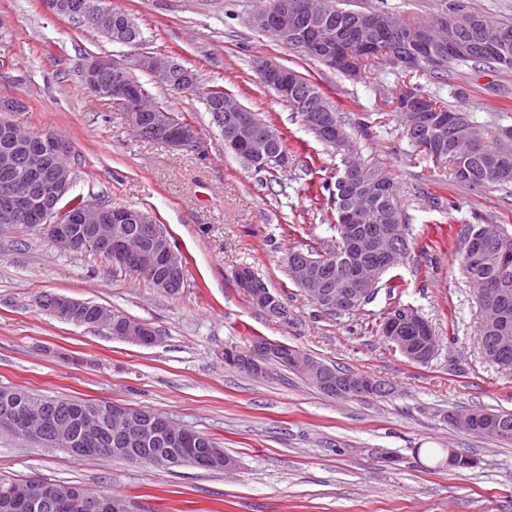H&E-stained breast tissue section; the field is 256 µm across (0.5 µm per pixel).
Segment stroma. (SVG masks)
Here are the masks:
<instances>
[{
    "mask_svg": "<svg viewBox=\"0 0 512 512\" xmlns=\"http://www.w3.org/2000/svg\"><path fill=\"white\" fill-rule=\"evenodd\" d=\"M135 20L145 50L195 68L201 90L220 85L272 120L288 166L270 174L224 151L199 93H175L144 71L134 76L183 115L198 146L176 150L136 136L123 111L85 93L93 55L131 61L113 44L41 0H0V98L20 100L25 131L69 141L74 191L93 202L149 212L185 264L173 295L92 254L63 253L38 228L0 230V387L153 409L210 435L230 467L156 468L109 457L76 458L0 430V478L74 484L118 495L132 512H512V441L460 433L450 413H512V377L475 348V303L461 269L469 224L512 225V185L472 189L409 142L395 110L409 79L386 59L353 77L303 57L257 30L258 0H115ZM267 58L316 84L351 134L362 162L400 187L410 254L404 288L381 289L336 315L291 279L290 252L329 246L336 233L325 185L339 155L316 139L251 64ZM451 109L479 127L512 116V70L453 67L427 79ZM248 266L288 311L272 316L236 279ZM51 293L91 302L159 331L144 347L107 329L65 323L39 305ZM399 307L429 321L436 356L417 364L380 326ZM262 337L327 365L367 373L389 395L336 400L288 369L260 378L224 363L227 347ZM475 458L443 465L446 450Z\"/></svg>",
    "mask_w": 512,
    "mask_h": 512,
    "instance_id": "stroma-1",
    "label": "stroma"
}]
</instances>
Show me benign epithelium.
I'll use <instances>...</instances> for the list:
<instances>
[{"mask_svg": "<svg viewBox=\"0 0 512 512\" xmlns=\"http://www.w3.org/2000/svg\"><path fill=\"white\" fill-rule=\"evenodd\" d=\"M46 9L56 15L76 18L83 22L96 25L101 35L112 40V24H120V28L129 30L133 22L122 10H113L107 15H100L94 6L85 4L78 12L67 0H42ZM298 19V8L288 9V5H268L255 12L253 23L264 29L265 33L275 39L287 32H292ZM381 28L376 18L366 16L360 19L359 34L361 43L370 47L374 36ZM317 43L331 48L325 58V64L334 70L346 68L341 44L336 42V32L326 28L319 34ZM134 66L142 71L155 70L163 81H169L172 74L187 85L193 84L196 74L184 65L169 60L165 64L156 63V57L140 52L134 58ZM256 72L265 78L279 100L297 97L298 87L280 67V65L259 58L254 61ZM84 72L90 79L89 90L93 95L104 98L108 102L125 111L128 121L136 134L144 139L163 129L167 132L166 144L175 149H187L195 146L198 140L197 130L192 124L177 121L168 112H154L146 102L134 103L127 94L125 84L119 80L121 76L130 74L127 64L109 55L93 56L84 66ZM14 102L0 101V139L5 143L0 154V167L9 174L0 179V229L6 230L18 226H28L30 215L35 213L39 218L37 228L46 232L52 244L62 252L76 253L90 237L100 255L112 265L120 266L135 274H144L152 281L161 293L175 294L185 279V265L178 253L171 246L166 234L151 227L147 228L149 247L134 250L129 246L124 229L128 224H143L146 216L140 211L125 207L112 208L101 203H85L80 209L72 212L65 204L72 196L74 180L70 173L58 166L57 159L72 152V146L64 139L52 134L25 133L7 118V113L14 111ZM404 109L408 115V131H414L423 123L420 105L416 97L407 94L404 98ZM232 120L229 138L224 145L236 147L247 142L250 149L242 157V162L250 167L258 159L269 154V146L273 139L272 133L262 131L254 123L251 111L230 96L224 100L213 114V120L222 124L224 119ZM307 125L320 137L334 140L339 136L335 127L316 117H310ZM354 179L361 185V193L357 204L348 211L349 221L345 225L348 230L349 243L353 250L364 251L368 243L354 233V224L372 205L377 195L385 188V184H371L362 170L353 171ZM407 252L405 240H400L388 248L380 250L377 264L364 266L361 274L366 282L375 285L381 271L394 266ZM296 283L310 296L311 300L321 306L336 311L346 310L353 306L359 292L352 288L336 290L326 286L323 279L322 264L297 253L292 257ZM244 288L253 303L273 314L284 313L283 304L268 289L243 280ZM42 305L60 320L79 324L85 315L94 312L95 322L108 328L112 337L135 342L143 346H151L158 342L159 336L137 325V322H112V315L100 306H92L87 302L73 300L64 295H53L42 301ZM418 334L413 341L410 335ZM382 335L405 356L417 363H426L436 354L434 331L430 324L414 310H407L400 317H389L382 325ZM290 361L293 370L308 377L324 394L340 400L356 398H374L387 394L383 384L374 377L363 373H354L347 388L349 393H335V373L325 364L311 358L301 350L288 353V346L278 348L277 344L263 338H257L244 350L227 348L224 360L231 367L246 374H256L263 370V362L274 353ZM5 406L0 410V428L16 432L25 439L40 440L49 433L54 442L65 447L76 456L85 455L100 443L104 421L93 414L75 411L63 418L49 419L44 413L43 404L36 398L25 401L4 399ZM108 414L112 417V440L110 452L124 456L134 462L144 461L155 467H169L174 458L157 453L145 460L133 452V447L148 440H160L166 444L183 449V454L194 459L196 464L210 466L219 458L217 454L199 455L193 446L197 445L195 436L185 429L179 428L170 418L157 413L147 419L135 410L120 404L107 405ZM73 493L69 489L57 486L34 487L29 490L25 500L29 503L57 507L69 500ZM86 512H129L127 503L115 500L110 496L91 494L82 501Z\"/></svg>", "mask_w": 512, "mask_h": 512, "instance_id": "obj_1", "label": "benign epithelium"}]
</instances>
